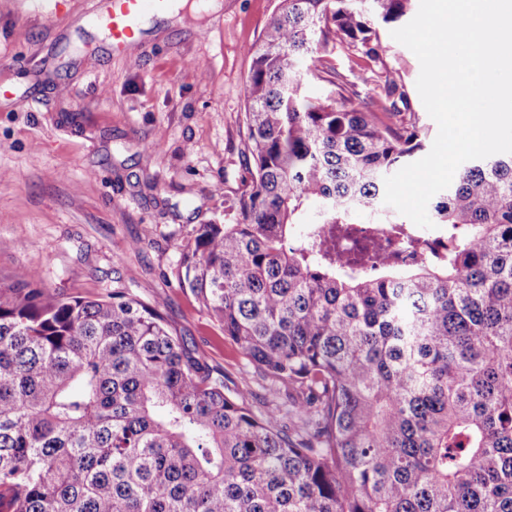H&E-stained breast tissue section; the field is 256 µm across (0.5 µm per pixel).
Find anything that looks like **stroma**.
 <instances>
[{"label":"stroma","mask_w":512,"mask_h":512,"mask_svg":"<svg viewBox=\"0 0 512 512\" xmlns=\"http://www.w3.org/2000/svg\"><path fill=\"white\" fill-rule=\"evenodd\" d=\"M35 2L0 0V84L31 94L0 99V281L28 271L62 298L121 284L160 302L172 332L254 411L285 405L178 281L180 243L223 223L224 196L245 174L247 48L279 0L183 9V22H153L131 57L91 25L97 0H63L51 17ZM388 46L387 70L435 139L417 57ZM18 57L28 70L11 68ZM331 61L361 97L378 95L368 61L341 47Z\"/></svg>","instance_id":"1"}]
</instances>
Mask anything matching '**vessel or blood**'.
<instances>
[{"label":"vessel or blood","mask_w":512,"mask_h":512,"mask_svg":"<svg viewBox=\"0 0 512 512\" xmlns=\"http://www.w3.org/2000/svg\"><path fill=\"white\" fill-rule=\"evenodd\" d=\"M169 0H97V19L104 25L113 51L134 56L146 21L165 15Z\"/></svg>","instance_id":"obj_1"}]
</instances>
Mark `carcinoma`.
Instances as JSON below:
<instances>
[{"mask_svg":"<svg viewBox=\"0 0 512 512\" xmlns=\"http://www.w3.org/2000/svg\"><path fill=\"white\" fill-rule=\"evenodd\" d=\"M410 6L279 0L248 50L247 176L180 246V287L288 415L255 413L159 303L24 272L0 284V512H512V156L434 198L436 258L367 276L338 251V225L389 223L384 179L425 132L402 81L363 99L330 57L384 64L374 19Z\"/></svg>","mask_w":512,"mask_h":512,"instance_id":"carcinoma-1","label":"carcinoma"}]
</instances>
